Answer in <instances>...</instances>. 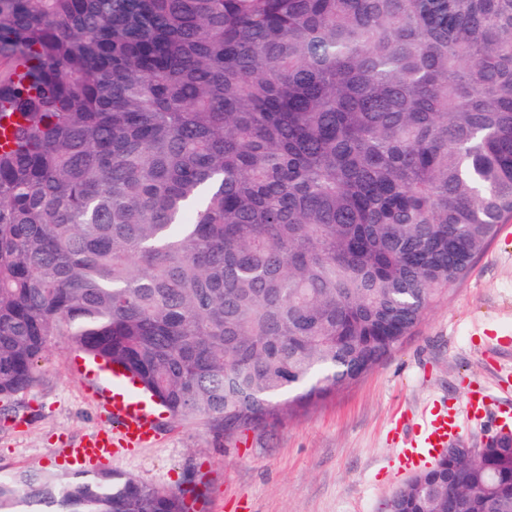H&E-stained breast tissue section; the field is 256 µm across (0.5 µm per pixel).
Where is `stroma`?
I'll use <instances>...</instances> for the list:
<instances>
[{"label":"stroma","mask_w":512,"mask_h":512,"mask_svg":"<svg viewBox=\"0 0 512 512\" xmlns=\"http://www.w3.org/2000/svg\"><path fill=\"white\" fill-rule=\"evenodd\" d=\"M68 337L55 336L40 381L0 415V474L62 470L60 455L112 428V391ZM512 403V223L443 289L400 348L358 382L280 421L227 437L159 417L151 445L107 468L167 490L196 487L199 512H380L410 477L394 432L433 401L462 406L477 386Z\"/></svg>","instance_id":"1"}]
</instances>
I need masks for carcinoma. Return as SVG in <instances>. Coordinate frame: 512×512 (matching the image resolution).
I'll use <instances>...</instances> for the list:
<instances>
[{
	"label": "carcinoma",
	"instance_id": "carcinoma-1",
	"mask_svg": "<svg viewBox=\"0 0 512 512\" xmlns=\"http://www.w3.org/2000/svg\"><path fill=\"white\" fill-rule=\"evenodd\" d=\"M0 403L49 339L262 426L396 351L512 221V0H0ZM480 486L483 494L468 497ZM393 512H512V450ZM0 512H193L110 471Z\"/></svg>",
	"mask_w": 512,
	"mask_h": 512
}]
</instances>
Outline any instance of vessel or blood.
I'll use <instances>...</instances> for the list:
<instances>
[{
	"label": "vessel or blood",
	"instance_id": "obj_1",
	"mask_svg": "<svg viewBox=\"0 0 512 512\" xmlns=\"http://www.w3.org/2000/svg\"><path fill=\"white\" fill-rule=\"evenodd\" d=\"M104 376L112 385V395L105 406L112 414L113 428L85 440L79 447L65 449L62 457L69 464L83 467L108 460L122 449L141 447L155 438L154 417L146 409L141 387L118 368L105 370ZM492 402L491 390L479 387L470 392L462 409L438 405L425 409L414 434L402 440L400 460L404 468L413 469L435 458L450 441L462 436V419L480 421L491 414L499 423L512 421V409L493 408Z\"/></svg>",
	"mask_w": 512,
	"mask_h": 512
}]
</instances>
